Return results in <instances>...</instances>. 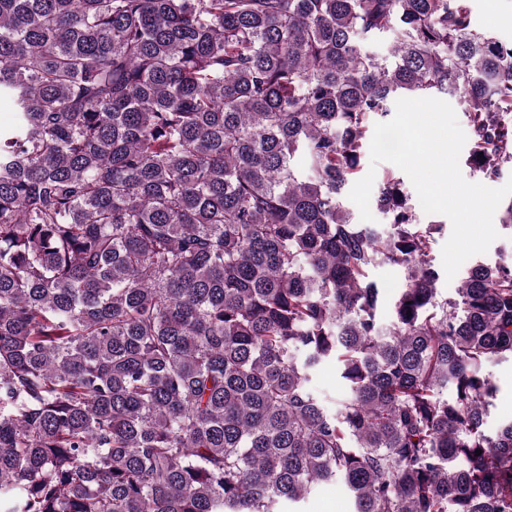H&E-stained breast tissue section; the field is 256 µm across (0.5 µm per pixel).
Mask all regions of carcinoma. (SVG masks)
I'll return each mask as SVG.
<instances>
[{"instance_id":"1","label":"carcinoma","mask_w":512,"mask_h":512,"mask_svg":"<svg viewBox=\"0 0 512 512\" xmlns=\"http://www.w3.org/2000/svg\"><path fill=\"white\" fill-rule=\"evenodd\" d=\"M439 94L476 172L512 165V43L468 0H0V512H295L334 479L352 512H512V265L443 295L399 178L384 234L343 204L373 119ZM376 278L383 283L388 284V288L384 308L381 311L380 318L383 324H389L392 316V305L397 287L400 285L403 273L396 267L383 265L375 270ZM499 392L494 400L495 421L512 419V362H501L490 366ZM312 386L323 397L329 406L339 400L343 394L342 380L336 368V364L323 365L313 376Z\"/></svg>"}]
</instances>
